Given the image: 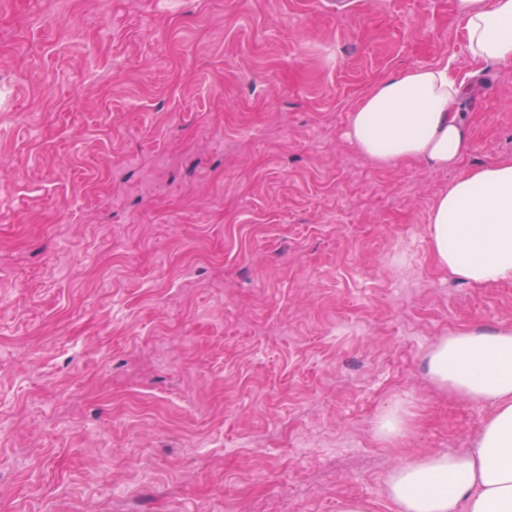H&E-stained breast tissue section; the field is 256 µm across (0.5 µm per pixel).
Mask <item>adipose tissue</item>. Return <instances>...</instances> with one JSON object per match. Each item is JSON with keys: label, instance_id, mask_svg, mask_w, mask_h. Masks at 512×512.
Listing matches in <instances>:
<instances>
[{"label": "adipose tissue", "instance_id": "adipose-tissue-1", "mask_svg": "<svg viewBox=\"0 0 512 512\" xmlns=\"http://www.w3.org/2000/svg\"><path fill=\"white\" fill-rule=\"evenodd\" d=\"M475 65L512 63V0H456ZM468 79L450 63L394 72L349 114L346 136L380 167L417 161L458 168L470 145L456 103ZM437 266L475 284L512 283V156L462 171L435 200L425 227ZM430 375L462 402L492 413L469 448L396 468L388 493L400 512H512V329L462 330L428 354Z\"/></svg>", "mask_w": 512, "mask_h": 512}]
</instances>
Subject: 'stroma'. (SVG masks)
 Returning <instances> with one entry per match:
<instances>
[{
	"instance_id": "1",
	"label": "stroma",
	"mask_w": 512,
	"mask_h": 512,
	"mask_svg": "<svg viewBox=\"0 0 512 512\" xmlns=\"http://www.w3.org/2000/svg\"><path fill=\"white\" fill-rule=\"evenodd\" d=\"M445 59L456 0H0V512H396L406 455L469 446L490 408L425 358L512 325V283L425 226L512 155V64L460 100L459 169L346 137ZM404 426L405 422L401 414V409L400 407H395L382 418L378 432L387 439L396 440L404 436Z\"/></svg>"
}]
</instances>
